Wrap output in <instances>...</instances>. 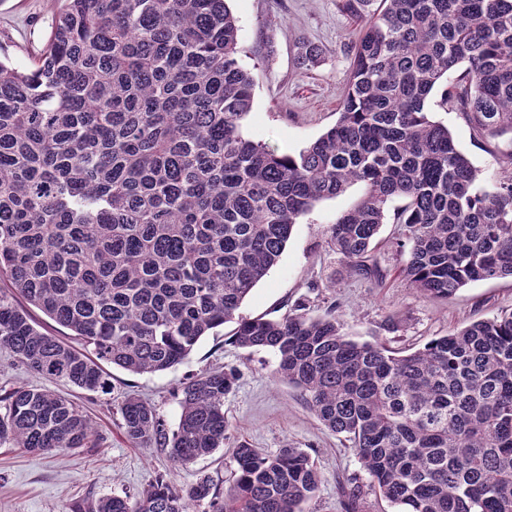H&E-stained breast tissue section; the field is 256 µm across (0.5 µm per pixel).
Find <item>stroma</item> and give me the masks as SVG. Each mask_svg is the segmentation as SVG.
I'll return each mask as SVG.
<instances>
[{"label":"stroma","instance_id":"1","mask_svg":"<svg viewBox=\"0 0 512 512\" xmlns=\"http://www.w3.org/2000/svg\"><path fill=\"white\" fill-rule=\"evenodd\" d=\"M229 7L239 27L240 62L255 82L242 132L278 152L298 153L338 117L349 78V47L363 22L341 13L337 0H230ZM54 10L52 0H0V56L21 67L32 65L48 39ZM305 43L321 50L319 63L308 68L298 61ZM430 112L433 120L448 125L479 169L483 186H491L503 155L512 152V133L485 138L438 104H431ZM364 194L363 184H353L304 215L277 264L244 301L241 315L280 318L302 303L310 315L319 316L333 304L351 339L408 353L433 337L512 308L508 278L468 284L447 300L409 287L400 274L404 258L395 250L397 227L391 223L382 225L375 252L383 281L348 272L329 243V227ZM232 329L228 323L203 337L184 363L164 372L138 375L104 364L108 386L103 391L49 382V389L83 406L103 444L64 453L0 447V512H65L75 501L137 492L161 478L187 487L203 474L225 491L233 483L230 450L241 442L269 453L292 447L310 455L322 480L305 512H346L342 487L352 477L362 486L357 512H392L343 436L318 421L298 389L276 378L274 356L234 346ZM215 367L236 374L224 400L229 437L223 451L176 468L159 448L130 445L119 411L126 396L151 403L172 431L181 412L180 383Z\"/></svg>","mask_w":512,"mask_h":512}]
</instances>
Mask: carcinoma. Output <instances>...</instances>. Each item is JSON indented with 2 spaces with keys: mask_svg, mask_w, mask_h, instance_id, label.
Here are the masks:
<instances>
[{
  "mask_svg": "<svg viewBox=\"0 0 512 512\" xmlns=\"http://www.w3.org/2000/svg\"><path fill=\"white\" fill-rule=\"evenodd\" d=\"M60 2L37 62L0 60V348L36 378L96 391L101 363L163 372L233 322L231 342L275 356L276 376L352 442L396 512H512V310L404 355L350 339L333 307L238 315L297 220L354 183L365 196L329 234L362 278L384 276L373 250L390 220L401 274L424 295L512 278V152L485 190L428 110L439 90L477 134L512 132V0H338L364 29L335 124L297 154L241 132L254 79L227 0ZM16 295L83 349L37 329ZM234 381L222 368L189 378L171 432L128 397L121 428L180 465L210 456L227 439ZM0 403L1 446H101L80 406L50 389L22 383ZM231 459L223 495L202 474L69 512H304L321 481L298 448L240 443Z\"/></svg>",
  "mask_w": 512,
  "mask_h": 512,
  "instance_id": "carcinoma-1",
  "label": "carcinoma"
}]
</instances>
